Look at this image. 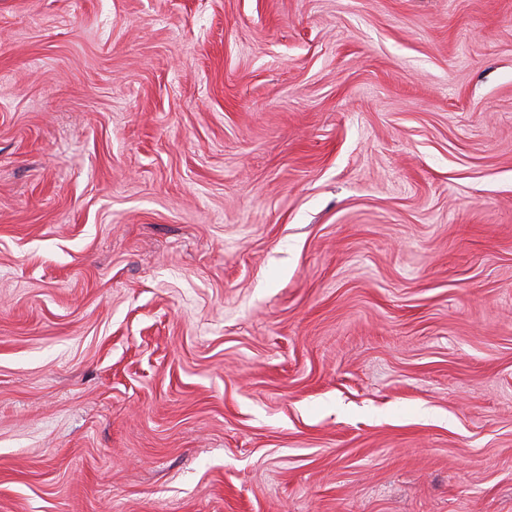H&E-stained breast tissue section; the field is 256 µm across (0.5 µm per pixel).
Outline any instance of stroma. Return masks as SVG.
<instances>
[{"instance_id": "35a3bbf8", "label": "stroma", "mask_w": 512, "mask_h": 512, "mask_svg": "<svg viewBox=\"0 0 512 512\" xmlns=\"http://www.w3.org/2000/svg\"><path fill=\"white\" fill-rule=\"evenodd\" d=\"M0 512H512V0H0Z\"/></svg>"}]
</instances>
